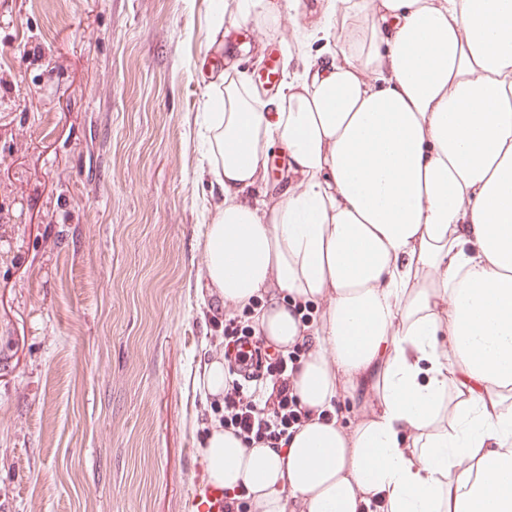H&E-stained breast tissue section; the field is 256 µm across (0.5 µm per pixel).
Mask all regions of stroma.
<instances>
[{
	"label": "stroma",
	"instance_id": "35a3bbf8",
	"mask_svg": "<svg viewBox=\"0 0 512 512\" xmlns=\"http://www.w3.org/2000/svg\"><path fill=\"white\" fill-rule=\"evenodd\" d=\"M212 0H0V512H190L224 352ZM237 70L322 52L268 27Z\"/></svg>",
	"mask_w": 512,
	"mask_h": 512
}]
</instances>
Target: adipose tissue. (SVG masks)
Wrapping results in <instances>:
<instances>
[{
	"label": "adipose tissue",
	"mask_w": 512,
	"mask_h": 512,
	"mask_svg": "<svg viewBox=\"0 0 512 512\" xmlns=\"http://www.w3.org/2000/svg\"><path fill=\"white\" fill-rule=\"evenodd\" d=\"M325 58L261 101L225 72L202 132L224 208L204 273L307 353L308 421L277 448L219 422L211 483L249 512H512V0H229ZM288 177L255 187L271 143ZM315 318L302 323L299 309ZM359 418L320 419L340 393Z\"/></svg>",
	"instance_id": "obj_1"
}]
</instances>
